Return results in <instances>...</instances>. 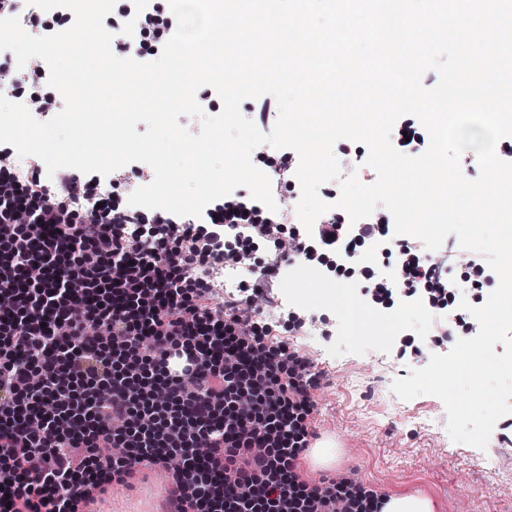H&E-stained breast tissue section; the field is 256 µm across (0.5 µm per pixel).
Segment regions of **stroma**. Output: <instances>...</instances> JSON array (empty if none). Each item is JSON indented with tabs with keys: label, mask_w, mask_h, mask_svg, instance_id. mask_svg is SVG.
<instances>
[{
	"label": "stroma",
	"mask_w": 512,
	"mask_h": 512,
	"mask_svg": "<svg viewBox=\"0 0 512 512\" xmlns=\"http://www.w3.org/2000/svg\"><path fill=\"white\" fill-rule=\"evenodd\" d=\"M280 298L295 302L317 319L316 330L301 326L288 309L256 303L253 320L269 324L267 348L287 346L306 356L318 384L311 391L314 409L306 419L314 437L330 438L337 448L329 467L312 469L298 458L301 480L322 487L348 479L390 496L419 493L430 498L436 512H512V415L501 418L490 437L500 443L495 471L481 472L463 456L462 443L447 431V412L436 396L421 394L404 400L393 390L396 379L425 367L432 355L448 352L462 325L470 323V307L488 299V290L459 289L469 309L447 312L420 306L385 308L369 304L363 288L336 274L312 271L301 256L283 262ZM356 300L361 322L346 331L336 300L337 289ZM427 407L438 426L429 430L410 417L413 407ZM169 483L165 476L133 479L113 485L101 503L102 512H160Z\"/></svg>",
	"instance_id": "35a3bbf8"
}]
</instances>
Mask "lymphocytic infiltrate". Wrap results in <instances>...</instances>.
Returning a JSON list of instances; mask_svg holds the SVG:
<instances>
[{"label":"lymphocytic infiltrate","mask_w":512,"mask_h":512,"mask_svg":"<svg viewBox=\"0 0 512 512\" xmlns=\"http://www.w3.org/2000/svg\"><path fill=\"white\" fill-rule=\"evenodd\" d=\"M104 27L133 28L116 49L149 62L176 20L168 0H117ZM10 61L0 51V86L38 116L64 109L47 68L21 75ZM100 183L62 169L47 186L34 165L0 163V512H83L154 465L172 475L167 512H378L376 492L345 479L311 488L296 472L317 380L294 352L277 375L269 350L247 339L252 303L277 299L278 262L214 304L204 272L225 255L205 257L195 225L233 236L243 253L257 240L298 253L308 238L349 256L398 257L397 282L361 273L393 303L421 290L454 303L459 286L495 280L486 256L468 253L453 278L386 219H330L308 231L239 188L198 218L113 201L86 207ZM139 223L156 225V239L142 240ZM79 383L95 389L83 412L46 406ZM242 390L249 406L237 400Z\"/></svg>","instance_id":"lymphocytic-infiltrate-1"}]
</instances>
